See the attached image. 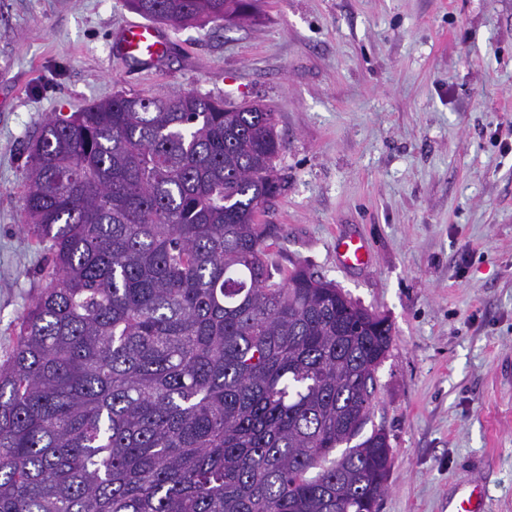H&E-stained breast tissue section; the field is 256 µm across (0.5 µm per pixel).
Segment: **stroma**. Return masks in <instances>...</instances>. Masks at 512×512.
Returning a JSON list of instances; mask_svg holds the SVG:
<instances>
[{"mask_svg":"<svg viewBox=\"0 0 512 512\" xmlns=\"http://www.w3.org/2000/svg\"><path fill=\"white\" fill-rule=\"evenodd\" d=\"M127 0H0V361L45 282L22 231L43 122L126 91L275 112L274 282L304 266L392 324L369 428L393 450L379 512H449L471 484L512 512V0H258L233 26L164 25L114 54ZM368 245L336 257V233ZM168 41L154 24L132 20L121 29L113 51L142 65H159L165 59ZM336 255L339 262L348 268L361 269L368 265V246L363 238L355 234L336 236Z\"/></svg>","mask_w":512,"mask_h":512,"instance_id":"obj_1","label":"stroma"}]
</instances>
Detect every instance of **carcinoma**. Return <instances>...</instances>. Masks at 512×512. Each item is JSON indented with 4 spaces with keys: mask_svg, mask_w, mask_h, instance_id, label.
<instances>
[{
    "mask_svg": "<svg viewBox=\"0 0 512 512\" xmlns=\"http://www.w3.org/2000/svg\"><path fill=\"white\" fill-rule=\"evenodd\" d=\"M130 5L184 26L252 0ZM282 149L274 113L193 93L42 124L21 228L46 284L0 364V512H378L392 327L301 267L271 282Z\"/></svg>",
    "mask_w": 512,
    "mask_h": 512,
    "instance_id": "cac0c4a2",
    "label": "carcinoma"
}]
</instances>
